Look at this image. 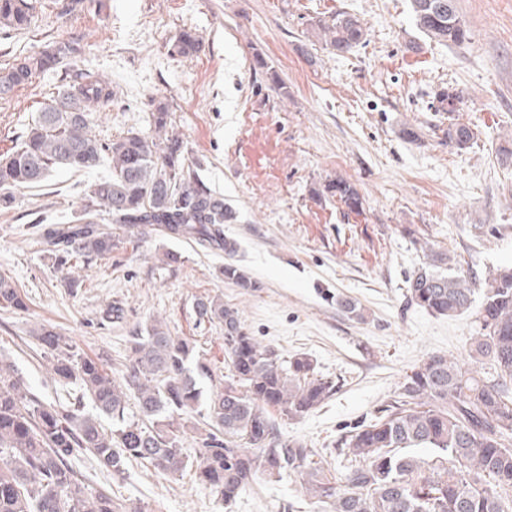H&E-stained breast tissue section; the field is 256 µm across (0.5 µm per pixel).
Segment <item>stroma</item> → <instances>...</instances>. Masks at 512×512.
I'll list each match as a JSON object with an SVG mask.
<instances>
[{"instance_id":"obj_1","label":"stroma","mask_w":512,"mask_h":512,"mask_svg":"<svg viewBox=\"0 0 512 512\" xmlns=\"http://www.w3.org/2000/svg\"><path fill=\"white\" fill-rule=\"evenodd\" d=\"M35 27L0 34V70L14 60L79 42V56L33 77L0 99V155L12 152L66 72L98 70L112 103L94 132L107 142L145 132L152 100L168 104L200 178L235 210L224 235L260 286L244 291L220 272L223 251L159 230L143 238L112 227L111 257L61 271L39 242L41 229L68 223L87 184L107 176L58 170L16 193L0 210V275L25 295L24 311H0V354L32 392L65 396L51 379L31 327L44 324L120 373L133 331L162 323L193 343L216 378L228 373L224 328L198 322L197 299L218 296L238 308L248 333L283 358L306 356L336 384L319 408L277 418L285 438L307 444L333 473L342 428L370 422L407 371L433 353L469 359L468 318L433 316L413 305L406 279L429 251L455 252L482 274L512 263V0H458L471 39L456 47L429 39L412 20L410 0H43ZM345 11L367 29L366 43L338 54L312 21ZM185 30L205 49L185 59L170 47ZM263 58L265 68L255 66ZM288 87L274 92L268 71ZM461 92L459 119L477 131L463 152L443 135L448 118L439 88ZM415 126L420 143L405 140ZM350 182L363 199L357 213L327 192ZM181 256L165 266V252ZM357 303L361 317L341 303ZM120 320L106 318L110 307ZM133 512H323L297 473L257 475L224 506L194 468L168 477L140 463L122 476L86 471Z\"/></svg>"}]
</instances>
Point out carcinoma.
I'll return each mask as SVG.
<instances>
[{
    "instance_id": "carcinoma-1",
    "label": "carcinoma",
    "mask_w": 512,
    "mask_h": 512,
    "mask_svg": "<svg viewBox=\"0 0 512 512\" xmlns=\"http://www.w3.org/2000/svg\"><path fill=\"white\" fill-rule=\"evenodd\" d=\"M411 3L416 27L429 38L455 46L469 41L456 0ZM38 4L0 0V31L36 25L42 18ZM311 27L338 53L367 36L346 11ZM203 48L200 37L185 30L171 54L192 58ZM78 52L64 41L16 61L0 72V98ZM111 99L109 83L89 71L58 90L27 126L20 145L0 158V207L10 208L15 191L41 183L55 170L89 172L107 159L111 175L88 184L73 224L43 233L58 265L112 255V224L138 236L161 226L174 237L233 256L237 243L224 237V225L236 213L189 164L168 105L153 102L149 132L131 131L103 143L92 127ZM441 102L448 104V144L470 148L476 132L456 116L461 95L450 91ZM328 189L349 211L362 209L347 181L338 179ZM221 274L244 290L259 287L235 263H224ZM407 294L432 315L471 319L469 356L480 361L482 371L474 374L440 353L414 365L372 422L340 438L336 451L347 462L340 478L314 460L307 445L276 435L272 420L274 411L291 419L309 413L334 394L336 384L308 358L284 360L260 344L238 310L219 298H200L194 305L199 322L224 325L230 362L231 376L213 385L205 400L198 379L215 380L212 367L195 357L188 340L160 324L133 337L118 379L102 359L79 355L54 329L33 328L31 336L50 357L49 373L71 388V400H42L12 364L0 362V512H121L108 490L86 486L77 464L123 475L131 461L140 460L161 474H180L189 464L181 448L184 418L201 406L208 422L195 428L196 474L227 506L258 473L280 478L300 472L306 492L329 505V512H512V265L480 277L464 271L457 256L433 251L408 278ZM26 308L9 277L0 275V310ZM132 398L136 417L128 413ZM86 399L112 420V428L85 411Z\"/></svg>"
}]
</instances>
